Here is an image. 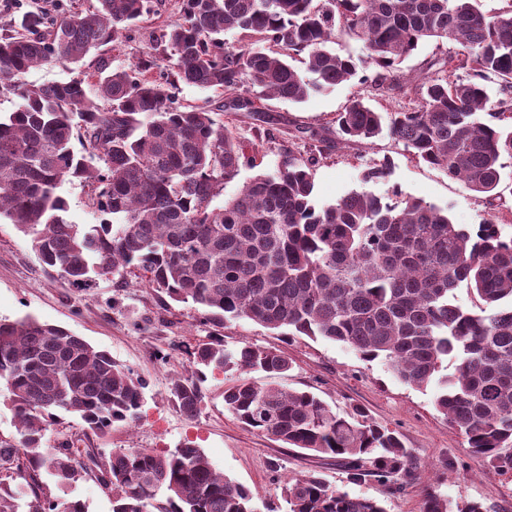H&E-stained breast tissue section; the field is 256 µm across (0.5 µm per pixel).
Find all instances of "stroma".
<instances>
[{
  "mask_svg": "<svg viewBox=\"0 0 512 512\" xmlns=\"http://www.w3.org/2000/svg\"><path fill=\"white\" fill-rule=\"evenodd\" d=\"M153 5V13L113 44L107 54L112 66H127L147 55L163 57L156 37L162 28L180 21L181 2L153 0ZM356 97L377 109L399 107L397 100H381L371 84L356 77L300 104L266 101L272 118L268 124L243 110L217 113V121L233 132L246 156L257 159L256 166L241 167L225 185V195H233L256 175L275 172L288 155L312 156L316 159L312 168L316 206L366 189L387 201L397 195L434 204L453 223L471 232L492 216L502 236H512V158H504L497 192L486 198L416 159L389 134L361 144L340 140L336 117ZM299 128L328 136L330 147L320 152L313 141L295 139ZM386 159L392 163L391 176L365 181V173ZM59 192L67 201L66 217L71 223L103 221V213L90 201V188L81 180L63 183ZM26 315L64 327L93 347L108 351L146 383L140 418L132 425L93 433L79 419L69 417L49 433L50 444L69 440L78 451L106 454L131 446L172 449L191 441L217 471L248 487L256 504H270L276 512H287L278 489L280 481L313 469L338 490L380 500L386 512H420L430 492L454 505L478 501L488 512H512V470L499 471L469 451L463 437L436 410L434 388L405 384L381 360H363L332 341L305 336L286 339L245 319L213 326L205 322L202 309L190 303L162 302L131 273L123 279L103 277L86 288L69 285L47 272L29 238L4 221L0 223V318L15 320ZM213 335L230 346L248 342L285 352L292 368L279 380L283 387L313 392L338 412L353 404L364 407L375 422L397 431L406 447L412 448L418 480L399 492L370 480L353 484L336 462L284 447L263 433L245 429L224 408L229 380L221 373H207L202 382L200 412L192 418L181 414L166 400L169 382L187 364L185 346L208 341ZM159 351L168 353V361L156 359Z\"/></svg>",
  "mask_w": 512,
  "mask_h": 512,
  "instance_id": "obj_1",
  "label": "stroma"
}]
</instances>
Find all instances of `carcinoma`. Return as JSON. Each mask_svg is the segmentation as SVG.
<instances>
[{"label":"carcinoma","instance_id":"carcinoma-1","mask_svg":"<svg viewBox=\"0 0 512 512\" xmlns=\"http://www.w3.org/2000/svg\"><path fill=\"white\" fill-rule=\"evenodd\" d=\"M151 13V0H96L80 11L29 10L0 34V219L28 236L41 263L72 285L143 272L145 286L204 310L215 326L247 319L292 336L342 343L385 362L404 383L437 387L434 403L467 448L512 470V237L492 218L475 233L420 199L384 202L352 191L313 203V156L290 155L273 174L252 178L221 206L214 201L246 156L214 111L258 102L302 103L357 75L351 57L328 48L336 20L367 43L363 76L405 105L384 114L356 98L338 114L346 142L382 131L417 158L491 197L512 157V9L483 13L478 0H183L182 19L158 38L165 80L148 77L156 59L95 71L67 83L30 85L25 74L50 63L82 66L107 52ZM238 30L229 46L224 32ZM427 39L450 41L443 65L464 79L431 77L412 86L397 67ZM306 54L305 74L289 62ZM496 78L490 102L485 82ZM212 89L225 102L181 104L179 84ZM80 150H75L73 141ZM92 185L106 224L69 222L60 186ZM476 292L474 311L457 291ZM190 369L171 379L166 399L187 417L200 411L205 371L239 375L224 408L244 427L336 460L348 479L370 477L394 491L416 478L400 436L360 405L341 416L313 393L258 385L291 369L277 349L229 347L213 336L186 349ZM455 373H442L448 358ZM0 388L17 436L0 437V512H88L67 497L87 476L112 493V512H258L249 488L215 470L202 449L124 448L74 456V443L48 446L65 415L104 433L140 418L143 380L105 350L30 317L0 320ZM64 493L41 497L39 475ZM288 512H386L374 499L336 490L318 471L283 482ZM421 512H451L429 493Z\"/></svg>","mask_w":512,"mask_h":512}]
</instances>
